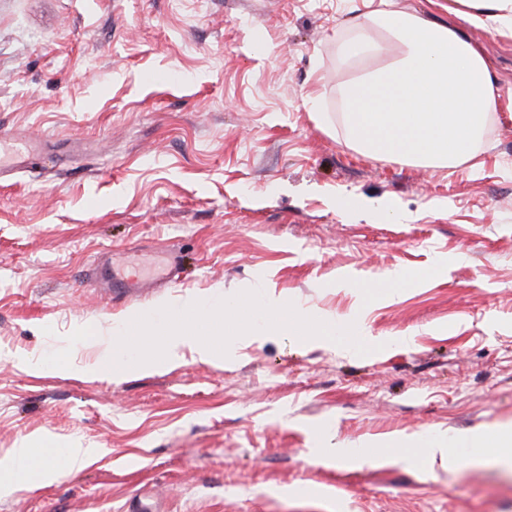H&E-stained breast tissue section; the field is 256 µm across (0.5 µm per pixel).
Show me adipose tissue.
<instances>
[{
  "mask_svg": "<svg viewBox=\"0 0 512 512\" xmlns=\"http://www.w3.org/2000/svg\"><path fill=\"white\" fill-rule=\"evenodd\" d=\"M464 19L512 30V0H461ZM388 32L396 57L349 82L343 92L348 140L372 156H389L436 167H454L475 153L485 120L497 108V94L481 52L452 24L420 15L377 9L357 23L342 49L350 57L379 54L374 29ZM396 459L407 466L436 456L458 462L461 452L480 449L482 457L512 460V428L495 438L471 434L448 439L418 433L395 440ZM73 442L39 456L34 442L22 440L0 460V487L30 490L53 482L63 468L77 469L97 456Z\"/></svg>",
  "mask_w": 512,
  "mask_h": 512,
  "instance_id": "adipose-tissue-1",
  "label": "adipose tissue"
}]
</instances>
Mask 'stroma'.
I'll list each match as a JSON object with an SVG mask.
<instances>
[{"mask_svg": "<svg viewBox=\"0 0 512 512\" xmlns=\"http://www.w3.org/2000/svg\"><path fill=\"white\" fill-rule=\"evenodd\" d=\"M392 2L488 63L499 106L468 164L348 141L342 90L395 47L340 41L380 0H0V135L48 148L0 176V458L26 438L101 451L0 512H512V467H407L382 445L512 423V32ZM108 255L178 268L120 299L96 283ZM396 274L411 286L367 298ZM253 289L360 316L376 352L291 336L116 374L67 343ZM67 346L85 376L42 366ZM368 444L372 464L312 455Z\"/></svg>", "mask_w": 512, "mask_h": 512, "instance_id": "35a3bbf8", "label": "stroma"}]
</instances>
